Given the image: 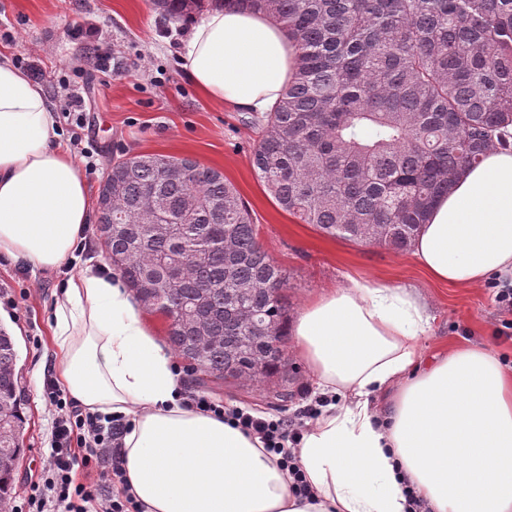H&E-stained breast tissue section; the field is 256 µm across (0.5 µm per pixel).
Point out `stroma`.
<instances>
[{
	"label": "stroma",
	"mask_w": 512,
	"mask_h": 512,
	"mask_svg": "<svg viewBox=\"0 0 512 512\" xmlns=\"http://www.w3.org/2000/svg\"><path fill=\"white\" fill-rule=\"evenodd\" d=\"M79 23L108 32L111 71L89 65L87 43L70 34ZM189 30L184 22H163L150 0H0V58L34 57L44 73L41 86L56 112L67 105L65 85L79 87L85 98V120L98 152L97 169L87 177L91 189H98L112 159L124 151L193 158L221 171L250 208L260 244L288 276V318H295L321 293L360 278L408 289L423 300L430 314L429 331L420 339L424 357L478 344L512 365V339L495 334L500 321L492 288L434 282L411 252L325 236L277 205L251 165L260 128L249 125L247 112L207 98L178 67L175 50ZM86 244L84 251L54 271L0 257V287L15 295L24 288L29 291L22 310L0 298V322L16 339L26 400L25 451L12 498L16 504L27 499L31 480L42 476L52 451L53 415L43 397V383L45 376L56 372L51 331L55 295L71 274L104 260L95 234H88ZM286 353L284 399L278 397L274 379L264 385L228 386L197 380L186 370L181 379L187 389L227 408L294 418L315 399L294 346H287Z\"/></svg>",
	"instance_id": "stroma-1"
}]
</instances>
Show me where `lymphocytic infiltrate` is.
<instances>
[{
    "instance_id": "f902f5d3",
    "label": "lymphocytic infiltrate",
    "mask_w": 512,
    "mask_h": 512,
    "mask_svg": "<svg viewBox=\"0 0 512 512\" xmlns=\"http://www.w3.org/2000/svg\"><path fill=\"white\" fill-rule=\"evenodd\" d=\"M85 99L70 93L62 119L71 130L70 145L86 158L87 170H95L96 148L82 133L85 126ZM44 397L53 410V453L51 472L45 482H34L28 498V512H141L128 483L121 455L122 438L130 423L121 416L99 414L80 408L69 399L53 378L44 380ZM186 402L196 411L227 415L245 434L262 439L270 452L279 454L295 495L306 497L311 490L289 450L298 443L302 423L287 419H267L243 410L225 412L222 404L198 394Z\"/></svg>"
}]
</instances>
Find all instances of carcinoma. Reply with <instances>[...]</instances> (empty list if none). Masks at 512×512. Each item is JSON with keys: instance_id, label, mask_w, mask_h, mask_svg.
<instances>
[{"instance_id": "cac0c4a2", "label": "carcinoma", "mask_w": 512, "mask_h": 512, "mask_svg": "<svg viewBox=\"0 0 512 512\" xmlns=\"http://www.w3.org/2000/svg\"><path fill=\"white\" fill-rule=\"evenodd\" d=\"M171 20L213 8L261 13L300 48L294 79L251 123V164L278 205L323 234L411 248L434 202L492 148L511 149L512 0H152ZM96 235L174 354L215 380L286 372L288 279L250 209L188 157L112 161ZM273 331L272 349L255 329ZM19 351L0 326V512L27 422Z\"/></svg>"}]
</instances>
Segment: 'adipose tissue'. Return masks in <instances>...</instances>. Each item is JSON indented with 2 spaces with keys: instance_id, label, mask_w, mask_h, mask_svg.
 <instances>
[{
  "instance_id": "adipose-tissue-1",
  "label": "adipose tissue",
  "mask_w": 512,
  "mask_h": 512,
  "mask_svg": "<svg viewBox=\"0 0 512 512\" xmlns=\"http://www.w3.org/2000/svg\"><path fill=\"white\" fill-rule=\"evenodd\" d=\"M298 47L265 16L207 12L177 53L207 97L264 112ZM95 202L42 88L0 60V256L55 270ZM434 281L512 283V150H489L438 200L413 244ZM59 380L91 412L131 417L121 453L143 512H512V369L461 345L423 361L430 316L404 288L351 280L301 309L296 352L324 407L293 453L291 493L261 439L184 406L172 354L119 277L71 276L56 298Z\"/></svg>"
}]
</instances>
